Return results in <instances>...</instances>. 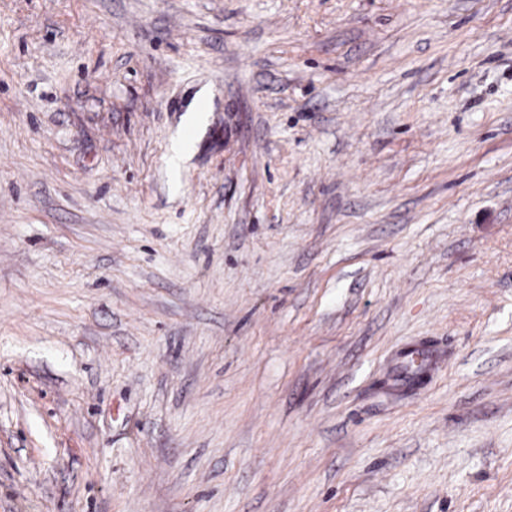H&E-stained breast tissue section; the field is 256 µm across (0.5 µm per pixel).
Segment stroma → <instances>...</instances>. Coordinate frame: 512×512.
<instances>
[{"instance_id":"1","label":"stroma","mask_w":512,"mask_h":512,"mask_svg":"<svg viewBox=\"0 0 512 512\" xmlns=\"http://www.w3.org/2000/svg\"><path fill=\"white\" fill-rule=\"evenodd\" d=\"M0 512H512V0H0Z\"/></svg>"}]
</instances>
